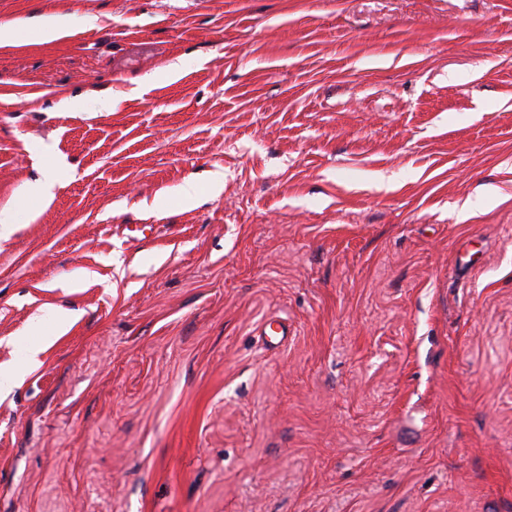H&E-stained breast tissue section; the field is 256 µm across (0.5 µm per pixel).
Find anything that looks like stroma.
<instances>
[{
	"instance_id": "obj_1",
	"label": "stroma",
	"mask_w": 512,
	"mask_h": 512,
	"mask_svg": "<svg viewBox=\"0 0 512 512\" xmlns=\"http://www.w3.org/2000/svg\"><path fill=\"white\" fill-rule=\"evenodd\" d=\"M47 14L0 47V512H512V0H0ZM68 34L64 16L48 17L42 24L29 27L25 32L26 43L43 44L57 40Z\"/></svg>"
}]
</instances>
